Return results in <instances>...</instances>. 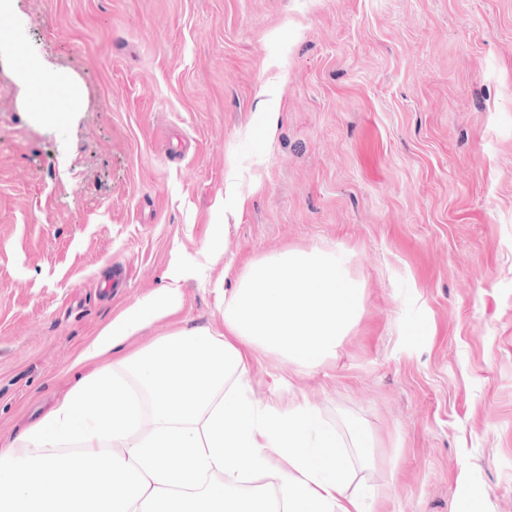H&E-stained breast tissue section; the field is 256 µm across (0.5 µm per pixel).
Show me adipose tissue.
<instances>
[{
	"mask_svg": "<svg viewBox=\"0 0 512 512\" xmlns=\"http://www.w3.org/2000/svg\"><path fill=\"white\" fill-rule=\"evenodd\" d=\"M21 107L55 121L82 89L7 27ZM178 286L152 291L104 326L74 364L94 363L51 408L0 442V512H376L353 489L374 443L341 433L301 389L287 406L252 397L256 353L294 374L333 357L363 308L335 251L288 250L250 262L223 292L219 328L128 341L179 313Z\"/></svg>",
	"mask_w": 512,
	"mask_h": 512,
	"instance_id": "obj_1",
	"label": "adipose tissue"
}]
</instances>
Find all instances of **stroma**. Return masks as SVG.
Segmentation results:
<instances>
[{"mask_svg":"<svg viewBox=\"0 0 512 512\" xmlns=\"http://www.w3.org/2000/svg\"><path fill=\"white\" fill-rule=\"evenodd\" d=\"M83 88L38 122L0 48V434L180 274L222 324L254 260L334 249L363 310L301 385L378 446L381 512H512V0H11ZM277 115L273 141L262 128ZM292 367L251 365L252 395Z\"/></svg>","mask_w":512,"mask_h":512,"instance_id":"stroma-1","label":"stroma"}]
</instances>
